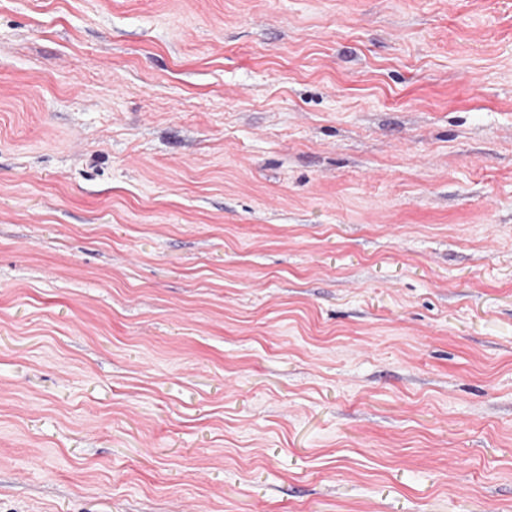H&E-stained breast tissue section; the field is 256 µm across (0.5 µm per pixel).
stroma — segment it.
<instances>
[{"label": "stroma", "instance_id": "35a3bbf8", "mask_svg": "<svg viewBox=\"0 0 512 512\" xmlns=\"http://www.w3.org/2000/svg\"><path fill=\"white\" fill-rule=\"evenodd\" d=\"M0 512H512V0H0Z\"/></svg>", "mask_w": 512, "mask_h": 512}]
</instances>
